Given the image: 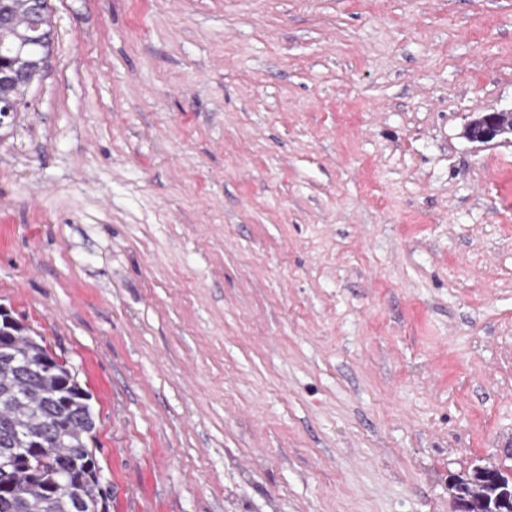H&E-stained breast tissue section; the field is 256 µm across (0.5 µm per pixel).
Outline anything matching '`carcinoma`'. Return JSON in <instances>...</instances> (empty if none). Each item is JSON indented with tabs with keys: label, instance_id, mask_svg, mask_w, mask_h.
Wrapping results in <instances>:
<instances>
[{
	"label": "carcinoma",
	"instance_id": "obj_1",
	"mask_svg": "<svg viewBox=\"0 0 512 512\" xmlns=\"http://www.w3.org/2000/svg\"><path fill=\"white\" fill-rule=\"evenodd\" d=\"M51 34L48 4L37 8L34 0H0V59L13 77L0 83V107L11 112L22 105L20 90L41 79L50 50L20 51L31 27ZM17 338L0 352V455L17 450V464L0 469V483L13 486L14 494L0 496V512H70L68 494L76 489L93 496L99 463L87 452L89 432L96 428L89 395L61 360L47 368L46 346L33 342L26 327L14 322ZM46 443L42 460L28 465L23 440ZM455 500L469 502V512H486L500 496L501 487L487 483L472 469L454 478Z\"/></svg>",
	"mask_w": 512,
	"mask_h": 512
}]
</instances>
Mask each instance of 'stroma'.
<instances>
[{"label":"stroma","instance_id":"35a3bbf8","mask_svg":"<svg viewBox=\"0 0 512 512\" xmlns=\"http://www.w3.org/2000/svg\"><path fill=\"white\" fill-rule=\"evenodd\" d=\"M0 305L111 512H452L512 468V0H49ZM476 123L475 135L480 142L489 143L506 135L512 136V107L481 115L471 120L465 131ZM479 471L488 475L493 479V467L475 466ZM472 469L467 473L461 474L454 478L452 487L450 488L454 493L455 502L458 500H467L469 502L468 510L470 512H484L489 507H493L500 496L502 487L494 483H486L480 476V472ZM479 487L482 491L481 497L474 498L473 490Z\"/></svg>","mask_w":512,"mask_h":512}]
</instances>
